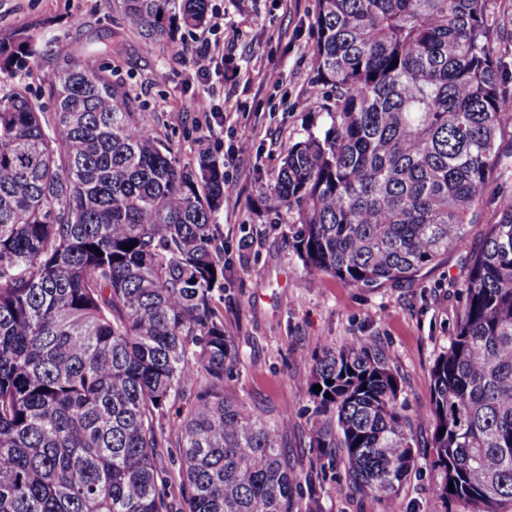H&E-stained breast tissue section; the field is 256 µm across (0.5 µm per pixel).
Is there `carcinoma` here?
Returning a JSON list of instances; mask_svg holds the SVG:
<instances>
[{
  "label": "carcinoma",
  "mask_w": 512,
  "mask_h": 512,
  "mask_svg": "<svg viewBox=\"0 0 512 512\" xmlns=\"http://www.w3.org/2000/svg\"><path fill=\"white\" fill-rule=\"evenodd\" d=\"M123 2L131 27L162 32L171 0ZM317 2L327 123L288 144L263 206L288 214L308 273L399 284L462 245L491 176L512 180L497 139L512 94L492 51L504 24L488 0ZM208 8L181 0L182 24L202 27ZM39 61L29 38L0 40V512H168L175 476L185 512H319L300 503L282 423L224 394L238 364L215 304L224 165L180 163L103 67L55 66L47 110L24 81ZM464 288L432 369L436 493L512 512V197ZM189 386L172 437L163 418ZM303 390L320 471L342 458L349 489L392 512L417 458L374 341L325 348ZM172 446L175 474L161 464Z\"/></svg>",
  "instance_id": "obj_1"
}]
</instances>
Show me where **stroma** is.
<instances>
[{"mask_svg":"<svg viewBox=\"0 0 512 512\" xmlns=\"http://www.w3.org/2000/svg\"><path fill=\"white\" fill-rule=\"evenodd\" d=\"M121 0H0V39L24 35L41 66L27 79L41 95L60 55L84 58L90 44L111 53L96 64L111 70L178 153L195 161L208 152L223 163L224 203L216 222L224 230V257L232 270L217 305L234 336L239 364L224 377V391L268 420L287 418L283 445L295 469L308 476L321 512H362L344 470L320 474L310 447L313 401L297 383L306 379L324 347L371 337L385 354L412 414L417 467L396 502L398 512H465L435 492L432 465L431 373L455 331L463 301L464 254L449 252L415 280L353 288L334 277L309 274L292 248L287 216L265 211L262 196L282 164L288 143L304 139L324 91L312 64L317 0H209L208 23L188 30L168 24L148 36L132 28ZM219 43L208 79L196 78L187 60L201 41ZM232 45V56L222 48ZM281 74L271 84L270 70ZM250 153L233 156L238 136ZM512 181H489L481 223L469 228L467 246L481 244L499 218V201Z\"/></svg>","mask_w":512,"mask_h":512,"instance_id":"stroma-1","label":"stroma"}]
</instances>
